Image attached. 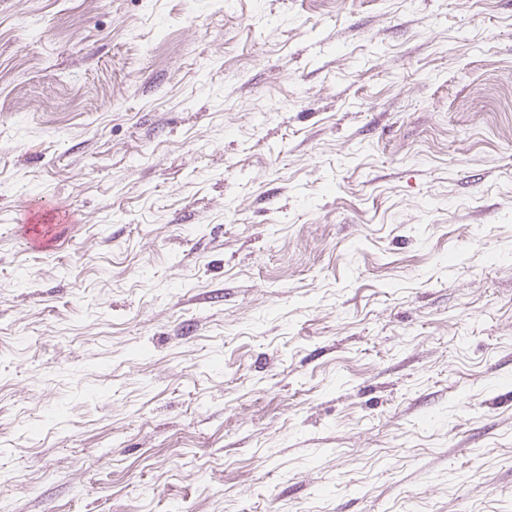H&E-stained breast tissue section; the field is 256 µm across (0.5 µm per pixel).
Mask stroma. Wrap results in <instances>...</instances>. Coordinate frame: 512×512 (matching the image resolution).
<instances>
[{
	"label": "stroma",
	"mask_w": 512,
	"mask_h": 512,
	"mask_svg": "<svg viewBox=\"0 0 512 512\" xmlns=\"http://www.w3.org/2000/svg\"><path fill=\"white\" fill-rule=\"evenodd\" d=\"M0 512H512V0H0Z\"/></svg>",
	"instance_id": "1"
}]
</instances>
